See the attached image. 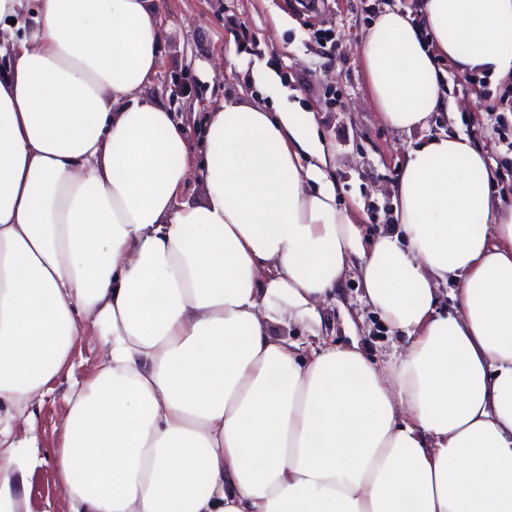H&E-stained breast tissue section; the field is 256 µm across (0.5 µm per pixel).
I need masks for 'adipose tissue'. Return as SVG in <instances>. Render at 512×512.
Returning a JSON list of instances; mask_svg holds the SVG:
<instances>
[{"label":"adipose tissue","instance_id":"1","mask_svg":"<svg viewBox=\"0 0 512 512\" xmlns=\"http://www.w3.org/2000/svg\"><path fill=\"white\" fill-rule=\"evenodd\" d=\"M419 12L385 9L361 47L399 132L456 113L438 58L512 79V0ZM3 19L23 37L0 70V512H28L37 463L12 422L88 329L107 355L66 397L70 512H512V195L469 137L408 147L396 229L368 240L313 113L222 102L194 157L146 93L155 0ZM351 271L405 339L388 371L277 333L321 324Z\"/></svg>","mask_w":512,"mask_h":512}]
</instances>
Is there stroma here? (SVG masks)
<instances>
[{"label":"stroma","instance_id":"1","mask_svg":"<svg viewBox=\"0 0 512 512\" xmlns=\"http://www.w3.org/2000/svg\"><path fill=\"white\" fill-rule=\"evenodd\" d=\"M416 0H321L308 8L303 0H155L161 28V56L147 86L186 128L195 153L205 148L207 114L225 100L260 102L316 116L329 144L337 198L352 209L365 237L389 230L393 222L392 187L410 145L442 133L471 138L486 155L494 188L512 194V81L461 75L441 60L448 95L459 108L456 118L434 113L425 128L390 129L371 107L366 73L357 52L367 28L384 8H414ZM235 55H224L227 45ZM278 73L282 88L262 89V72ZM325 325L290 326L289 340L304 349L358 344L378 366L388 365L399 343L386 323L364 301L355 275H348L335 303L324 310ZM103 355L100 337H79L70 367L41 401L17 420L15 433L36 429V455L30 471V512H69L53 453L61 445L65 397L74 382L92 377Z\"/></svg>","mask_w":512,"mask_h":512}]
</instances>
